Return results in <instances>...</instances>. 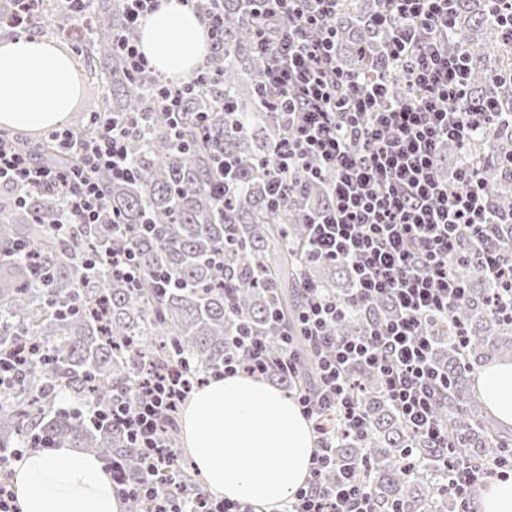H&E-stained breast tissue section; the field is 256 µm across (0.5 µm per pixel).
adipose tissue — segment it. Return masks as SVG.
Listing matches in <instances>:
<instances>
[{
  "label": "adipose tissue",
  "mask_w": 512,
  "mask_h": 512,
  "mask_svg": "<svg viewBox=\"0 0 512 512\" xmlns=\"http://www.w3.org/2000/svg\"><path fill=\"white\" fill-rule=\"evenodd\" d=\"M139 46L156 69L191 75L207 50V24L175 4L148 17ZM74 62L50 40L22 34L0 41V124L51 129L75 98ZM474 388L498 420L512 425V361L475 373ZM187 455L213 496L279 512L308 476L316 439L296 403L243 374L212 379L182 415ZM17 512H124L110 472L95 455L69 448L34 451L14 466Z\"/></svg>",
  "instance_id": "ef3b65f1"
}]
</instances>
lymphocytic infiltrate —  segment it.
<instances>
[{"mask_svg":"<svg viewBox=\"0 0 512 512\" xmlns=\"http://www.w3.org/2000/svg\"><path fill=\"white\" fill-rule=\"evenodd\" d=\"M163 0H120L126 23L116 46L130 72L152 80L153 69L138 46V33ZM247 12L264 26L259 47L268 59L264 80L280 92L266 109L287 121L291 136L273 150L270 199L285 190L283 173L301 172L319 179L332 172V202L322 211L309 210L308 254L350 262L353 288L341 299L322 288H307V299L295 326L319 346L316 390L293 391L292 399L308 421L318 413L339 412L346 436L364 432V417L353 397L347 374L351 364H364L379 374L388 401L405 422L412 440L436 448L448 445V433L434 407L448 378L433 363L434 341L429 321L447 318L468 294L452 276V264L471 262L484 268L494 284L488 304L512 324V248L499 245L501 215L484 194L479 172L462 164L452 180L437 174L438 149L452 140L467 147L473 133L489 122L487 112H464L460 103L468 89V71L461 53H449L454 33L455 0H386L373 25L387 26L391 37L381 61L402 66L413 97L396 101L383 79H362L336 66V5L338 0H243ZM207 75L196 71L178 83L155 86L153 107L178 120L184 100ZM97 134L76 139L66 129L49 137L63 145L79 142L78 165L62 168L33 162L11 139L0 134V186L23 193L47 191L60 200L59 226L113 224L96 179L104 173L123 181L131 172L126 137L129 123L95 112L90 117ZM473 238L469 251H459L461 228ZM387 300L394 314L359 336L336 338L329 327L352 305ZM245 361H225V374L264 375L272 360L261 338L233 339ZM191 391L179 368L156 371L136 391L134 406L124 395L112 397V419L142 452L146 473L137 485L118 482L121 497L140 495L155 503L156 512H258L255 505L215 500L206 494L187 495L177 482L178 456L163 433L172 414ZM334 437L318 434L305 484L289 498L285 512H377L361 468L340 466ZM335 471L334 484L323 475ZM512 478V465L484 467L466 458L447 457L443 490L470 512L474 488L484 478Z\"/></svg>","mask_w":512,"mask_h":512,"instance_id":"1","label":"lymphocytic infiltrate"}]
</instances>
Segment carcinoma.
I'll list each match as a JSON object with an SVG mask.
<instances>
[{
    "instance_id": "obj_1",
    "label": "carcinoma",
    "mask_w": 512,
    "mask_h": 512,
    "mask_svg": "<svg viewBox=\"0 0 512 512\" xmlns=\"http://www.w3.org/2000/svg\"><path fill=\"white\" fill-rule=\"evenodd\" d=\"M383 0H341L336 16V66L361 72L390 37L388 29L369 30L363 19L381 9ZM224 16V45L208 55L215 79L185 103L177 128L159 112L143 116L149 103L139 80L127 70L113 37L125 26L116 0H95L94 33L87 53L105 86L100 109L132 117L139 127L127 138L132 175L121 182L100 176L105 198L121 213L124 236L110 224H77L58 232L59 204L46 192H33L26 203L20 192H0V345L34 342L39 350L11 390L0 393V454L21 448H79L112 465L128 483L143 477L139 449L112 423L107 407L112 393L134 392L152 364H188L200 383L224 368L230 340L244 329L261 337L276 360L268 377L285 389L314 385L318 353L301 336L293 337L296 360L283 335L304 304L303 283L346 293L352 287L349 262L306 257L308 208L324 209L331 200V173L285 192L279 205H268L265 164L286 128L260 100L274 102L279 91L263 84L267 58L257 47L258 34L241 9V0H210ZM488 0H457L454 36L448 51L463 53L469 71L464 112L494 103V121L481 130L474 146L484 193L508 220L512 218V55L502 51L503 30L489 18ZM60 0H42L40 19L57 24L67 42L76 39L59 20ZM391 94H408L404 76L383 73ZM208 113L202 125L198 113ZM49 163L67 167L79 162L78 147L62 152L50 144L29 145ZM233 166L234 191L229 210L219 208L215 189L224 182V162ZM155 225L145 235L142 224ZM23 243L50 268L39 280L29 262L13 254ZM130 248L138 256L140 283L130 288L118 276L87 269L89 253ZM452 273L469 288L448 320L427 327L436 343L435 363L448 374V394L435 407L448 430V448L421 443L408 447V430L386 399L379 377L361 365L349 369L365 421L363 440L346 437L335 415L322 424L336 436L342 464L366 460L368 486L379 512H455L458 505L439 491L438 467L446 455L476 462L512 458V434L486 419L468 392L469 374L493 359H512V325L487 306L494 284L476 264H459ZM108 310L106 325L92 308ZM393 315L388 301L349 312L336 322L335 336H358L370 322ZM467 333L458 346L454 325ZM64 388L74 407L55 405L52 392Z\"/></svg>"
}]
</instances>
